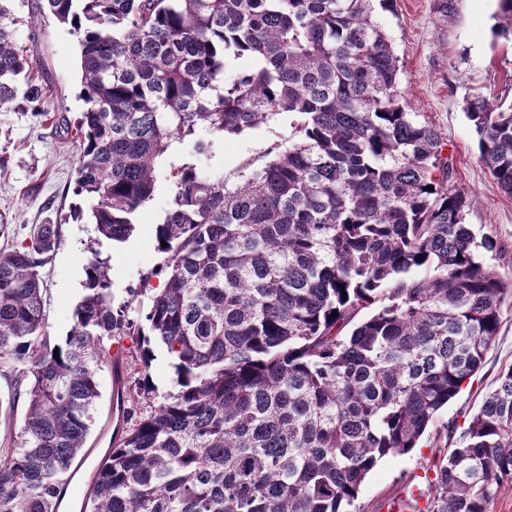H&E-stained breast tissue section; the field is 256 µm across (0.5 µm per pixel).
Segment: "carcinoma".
Returning a JSON list of instances; mask_svg holds the SVG:
<instances>
[{
  "label": "carcinoma",
  "mask_w": 512,
  "mask_h": 512,
  "mask_svg": "<svg viewBox=\"0 0 512 512\" xmlns=\"http://www.w3.org/2000/svg\"><path fill=\"white\" fill-rule=\"evenodd\" d=\"M0 0V112L49 117L48 93ZM396 0H42L79 38L74 206L121 244L176 137L240 133L285 112L292 137L243 180L172 173L156 227L165 284L143 320L112 304L90 248L64 339L50 335L43 269L61 225L0 221V512H60L84 463L98 368L127 336L135 388L80 512H351L379 461L417 447L482 367L512 292L504 248L466 223L446 144L410 111L380 14ZM496 33L512 36V0ZM245 64L224 81L228 58ZM480 162L512 196V101L465 100ZM431 190H425V187ZM344 288H339V285ZM337 316H332V312ZM159 346L174 392L150 380ZM59 357H54V349ZM413 512H490L512 484V367L433 460ZM425 500L419 505V500Z\"/></svg>",
  "instance_id": "obj_1"
}]
</instances>
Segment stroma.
<instances>
[{"label":"stroma","instance_id":"obj_1","mask_svg":"<svg viewBox=\"0 0 512 512\" xmlns=\"http://www.w3.org/2000/svg\"><path fill=\"white\" fill-rule=\"evenodd\" d=\"M39 0H15L18 37L33 46L35 72L46 87L55 124H41L31 113L0 112V213L16 228L48 222L61 225L62 243L44 269L47 282V324L51 335H66L72 311L80 300L84 268L96 232L94 225L73 220L77 201L70 185L79 156L74 124L85 103L80 97V47L77 37L52 17H38ZM499 0H397L395 12L385 14L401 68V83L414 111L435 125L453 160L451 184L469 199L466 221L494 234L505 248L495 266L512 278V197L503 193L481 164L464 101L472 95L512 100V42L495 36ZM292 133L287 114L236 134L210 135L216 145L206 155L196 154L187 140H173L156 161L152 199L139 211L132 236L116 246L100 248L111 266L112 302L137 317L146 305L142 282L164 285L156 270L166 260L157 248L155 226L168 209L176 168L194 165L200 176L240 181L242 175L263 167L287 146ZM512 366V307L504 306L499 334L484 366L438 417L439 426L463 424L494 390L500 373ZM134 358L122 368L105 364L98 370L100 400L96 424L86 442V464L94 466L108 445L106 431L115 425L114 378L132 381ZM458 434L434 441L423 439L408 454L381 460L363 482L357 507L361 512H392L423 487L422 476L434 458L458 447Z\"/></svg>","mask_w":512,"mask_h":512}]
</instances>
